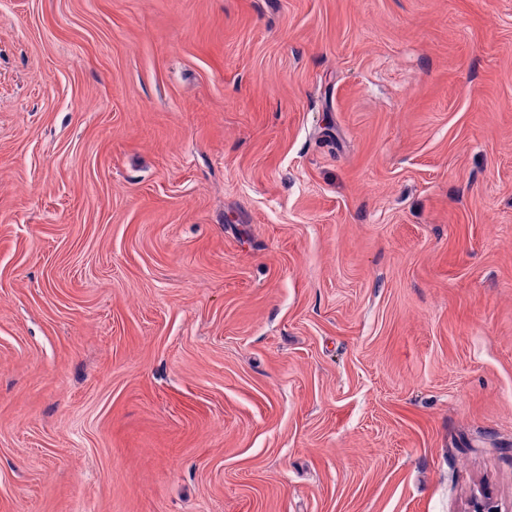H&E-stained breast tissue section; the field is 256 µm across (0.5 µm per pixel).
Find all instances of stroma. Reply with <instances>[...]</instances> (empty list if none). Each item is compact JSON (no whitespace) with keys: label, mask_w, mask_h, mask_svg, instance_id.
<instances>
[{"label":"stroma","mask_w":512,"mask_h":512,"mask_svg":"<svg viewBox=\"0 0 512 512\" xmlns=\"http://www.w3.org/2000/svg\"><path fill=\"white\" fill-rule=\"evenodd\" d=\"M512 512V0H0V512Z\"/></svg>","instance_id":"obj_1"}]
</instances>
